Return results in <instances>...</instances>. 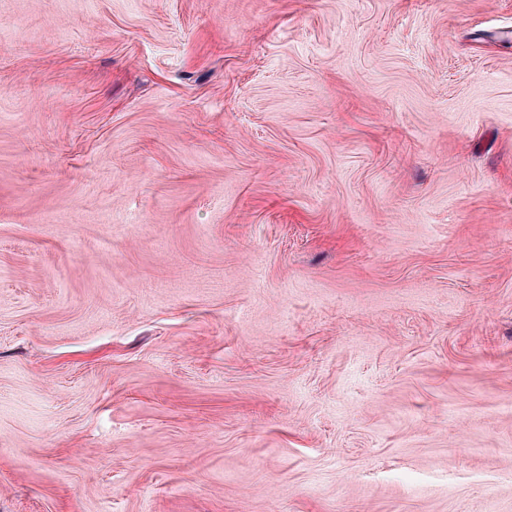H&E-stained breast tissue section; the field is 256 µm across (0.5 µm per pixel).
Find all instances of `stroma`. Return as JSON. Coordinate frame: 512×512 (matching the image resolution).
Segmentation results:
<instances>
[{
	"label": "stroma",
	"mask_w": 512,
	"mask_h": 512,
	"mask_svg": "<svg viewBox=\"0 0 512 512\" xmlns=\"http://www.w3.org/2000/svg\"><path fill=\"white\" fill-rule=\"evenodd\" d=\"M0 512H512V0H0Z\"/></svg>",
	"instance_id": "stroma-1"
}]
</instances>
